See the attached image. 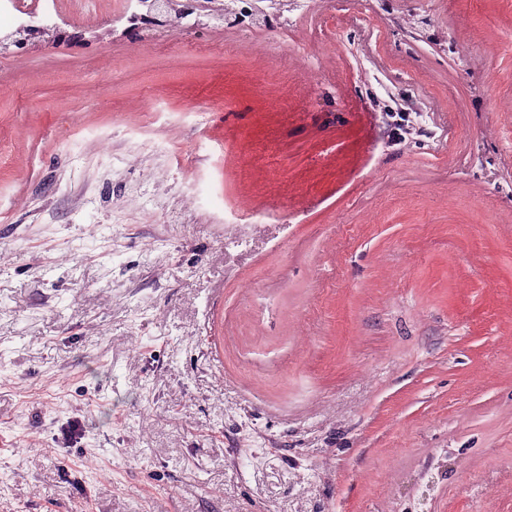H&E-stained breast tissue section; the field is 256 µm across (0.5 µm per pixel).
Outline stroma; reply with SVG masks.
I'll use <instances>...</instances> for the list:
<instances>
[{"label":"stroma","mask_w":512,"mask_h":512,"mask_svg":"<svg viewBox=\"0 0 512 512\" xmlns=\"http://www.w3.org/2000/svg\"><path fill=\"white\" fill-rule=\"evenodd\" d=\"M224 6L0 16V512H512V0Z\"/></svg>","instance_id":"obj_1"}]
</instances>
